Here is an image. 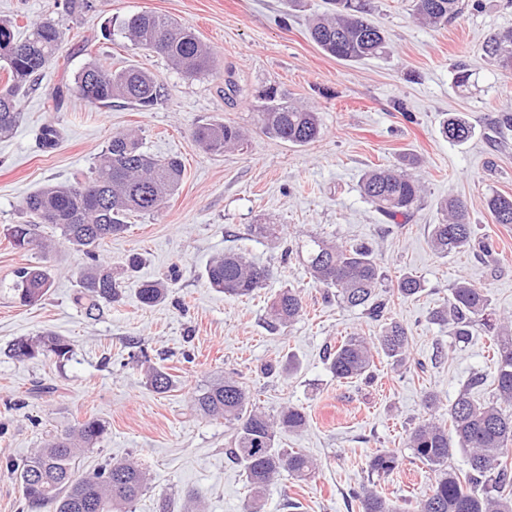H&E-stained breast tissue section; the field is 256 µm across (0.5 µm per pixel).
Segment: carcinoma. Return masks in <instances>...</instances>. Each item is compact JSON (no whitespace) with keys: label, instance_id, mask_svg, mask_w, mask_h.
I'll return each mask as SVG.
<instances>
[{"label":"carcinoma","instance_id":"carcinoma-1","mask_svg":"<svg viewBox=\"0 0 512 512\" xmlns=\"http://www.w3.org/2000/svg\"><path fill=\"white\" fill-rule=\"evenodd\" d=\"M326 12L309 19V35L326 54L345 62H360L387 52L390 38L375 26L370 15L373 0H328ZM477 7L478 0H413L417 19L438 25L458 16L467 7ZM125 38L135 46L166 57L181 73L198 77L213 71L212 50L191 30L152 12L132 16L121 25ZM63 37L51 21L35 22L19 34L15 22L0 19V62L7 74L0 84V138L13 133L21 113L20 96L49 65L59 62ZM484 52L501 68L512 70V32L487 39ZM94 107H106L122 100L144 111L152 109L165 93L157 77L135 65L112 68V63L91 59L66 87ZM254 124L269 137L306 146L321 137L317 112L285 96L269 91L254 106ZM442 132L448 140L464 144L474 128L468 119L454 114L445 120ZM240 127L223 121L198 126L192 135L195 145L211 153H222L244 141ZM417 158L405 156L391 167L366 172L360 191L376 211L391 221L407 217L419 207L423 186L409 169ZM184 168L176 157H154L142 150L134 133L112 135L105 149L96 157L90 175L77 173L69 184L47 185L35 190L25 200L28 220L15 224L9 236L13 245L24 248L28 234L30 246L39 247L50 256L52 244L41 229L60 231L73 249L84 253L91 264L79 277V299L92 310L100 303H112L121 295V285L108 268L98 262L96 249L101 243L123 233L126 219L137 214L159 211L179 190ZM487 206L496 223L512 224V196L494 194ZM442 222L432 225L430 243L442 257L477 248L490 253L487 241L474 237L467 203L450 195L439 203ZM249 234L259 241L275 243L277 224H251ZM297 256L313 283L320 285L326 297L347 307H362L378 318L386 308L381 299L383 275L370 247L338 244L322 236L311 235L297 247ZM209 285L234 297L251 296L264 288L272 269L248 259L236 251H226L206 268ZM50 288L46 270L40 266L19 272L16 291L19 302L32 305ZM170 283L144 281L137 291L145 307L159 304L168 294ZM423 290L419 278L411 274L399 277L392 293L412 298ZM488 299L483 289L465 280L451 288L448 306L439 311L442 320L454 324L458 342L471 335L476 323L488 325ZM305 311L302 292L284 288L268 304L271 323L287 328ZM410 347L407 329L397 320L382 325L379 335L368 338L353 334L345 337L329 353L330 370L338 380L366 379L375 367V358L384 356L395 366H403ZM12 355L20 360L41 356L69 358L71 344L64 337L46 332L23 337L12 344ZM496 401L481 403L471 397V387L482 383L474 378L460 391L448 409V423L424 419L408 433L406 447L421 463L438 472L430 493L415 512H512V464L505 454L512 449V414L501 405H512V325L499 327L494 337ZM147 383L160 393L171 389L170 374L149 366ZM203 415L222 418L232 430L230 457L243 468L250 492L249 512H262L269 486L282 473L307 481L318 470L317 462L299 449L280 448L281 432L304 429L308 419L297 407L285 406L271 415L253 403L245 383L238 376H226L212 382L193 397ZM103 425L86 420L68 428L36 449L22 464L19 477L25 500L31 507L50 505L53 512H122L147 488L148 474L137 462L126 459L106 464L88 476L75 473L79 454L92 447L102 436ZM455 453L465 456L469 466L461 476L448 469V458ZM401 459L395 451L375 455L369 464L378 476L396 470ZM374 481L361 482L352 489L360 512H400V509L373 488ZM482 487L478 494L474 488Z\"/></svg>","mask_w":512,"mask_h":512}]
</instances>
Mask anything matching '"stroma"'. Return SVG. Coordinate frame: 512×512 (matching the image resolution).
<instances>
[{"mask_svg": "<svg viewBox=\"0 0 512 512\" xmlns=\"http://www.w3.org/2000/svg\"><path fill=\"white\" fill-rule=\"evenodd\" d=\"M374 22L391 38L388 52L357 63L336 60L312 41L308 20L325 0H88L68 15L55 0H0V18L18 25L50 20L62 31L63 59L46 68L19 99L22 119L0 138V512H50L25 501L19 467L49 435L87 419L105 432L87 449L79 472L110 460L132 459L146 469L148 490L132 512H187L202 497L203 512H245L249 491L241 467L229 456L231 431L200 414L192 395L226 373H238L254 401L273 413L291 405L308 423L283 433L279 445L316 459L309 481L282 476L266 496L264 512H358L350 490L369 475L372 456L396 451L402 464L376 480L377 489L414 512L436 475L415 460L406 440L419 421L444 420L458 392L493 398L492 333L477 325L454 342L435 313L453 285L466 280L485 290L493 319H512V224H499L486 206L491 192L512 196V73L485 57L489 35L512 30V0H480L448 23L431 27L412 15V0H376ZM148 11L194 31L215 52V74L188 78L163 56L136 49L122 38L106 40L102 25ZM113 65L135 64L164 84L165 97L141 111L113 101L96 108L77 97L55 103L58 86L72 83L90 57ZM473 72L469 87L454 84L453 66ZM239 90L227 94L228 82ZM319 113L320 139L295 146L255 132L253 107L268 88ZM461 113L474 127L464 144L441 132L448 114ZM212 120L248 130L243 149L212 154L192 134ZM59 131L55 148H43L42 126ZM136 131L142 149L179 157L184 178L157 213L135 215L127 231L106 240L103 263L123 283L121 300L87 310L78 299L84 256L56 239L52 258L38 249L14 248L8 236L24 219V200L47 184H61L89 170L113 134ZM418 156L414 175L424 200L410 216L390 221L361 195L359 181L373 168ZM468 203L476 250L441 257L429 245L438 204L448 195ZM282 225L279 243L250 237L253 224ZM311 235L365 242L388 279L410 273L423 283L412 299L387 296L384 318L406 326L410 355L404 367L379 359L372 383L337 381L326 353L350 333L378 335L383 320L367 311L328 304L297 256L283 257ZM239 250L271 266L272 279L258 294L224 296L210 288L205 270L216 256ZM137 268H129L131 256ZM47 266L52 286L38 303H19L14 290L25 267ZM168 280L166 299L143 307L142 282ZM283 288L301 289L306 313L287 328L271 326L267 304ZM51 331L68 337V359L19 361L9 347L20 337ZM172 375L165 393L147 383L137 355ZM439 395L426 408L425 392Z\"/></svg>", "mask_w": 512, "mask_h": 512, "instance_id": "35a3bbf8", "label": "stroma"}]
</instances>
